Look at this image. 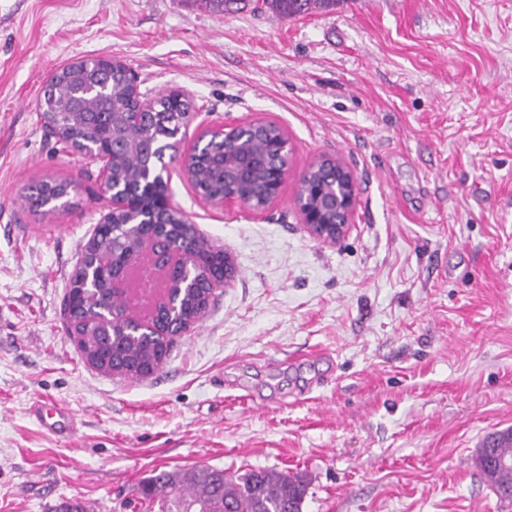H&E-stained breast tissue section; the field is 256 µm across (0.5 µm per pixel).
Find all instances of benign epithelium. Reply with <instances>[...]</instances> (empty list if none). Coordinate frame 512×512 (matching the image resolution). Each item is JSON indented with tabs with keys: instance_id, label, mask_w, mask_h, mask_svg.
I'll return each instance as SVG.
<instances>
[{
	"instance_id": "1",
	"label": "benign epithelium",
	"mask_w": 512,
	"mask_h": 512,
	"mask_svg": "<svg viewBox=\"0 0 512 512\" xmlns=\"http://www.w3.org/2000/svg\"><path fill=\"white\" fill-rule=\"evenodd\" d=\"M105 70L120 69L126 72L133 95L126 115L135 117L154 110L156 100L143 97L137 88L135 77L126 66L112 58H103ZM270 126L266 121H253L232 127H213L200 134L191 152L200 150L211 137L224 142V171L230 187L224 195L207 199V202L222 208H247L258 212L254 200L247 191L250 177L246 171L250 165V153L246 143L247 132L262 130ZM86 155L102 163L104 187H112V209L97 228L102 231L118 214L130 217V233L138 238L140 247L123 253L120 265L112 270V286L125 288V292L142 305L141 316L130 324L129 335L171 336L185 335L187 329L182 322V289H201L213 294L215 289L227 286L235 275L229 256L216 267H207L208 260L199 249L205 245L215 252L213 245L198 230L196 225L183 221L180 224H165L158 216L174 210L170 204L166 182L157 181L156 170H145L138 183L128 187L115 184L114 161L102 151H88ZM291 148L284 130L270 138L263 155L266 178L262 183L264 206H269L281 194L290 171ZM357 204V179L339 158H322L313 163L300 179L295 197V206L306 232L328 245L340 242L349 229ZM94 320L109 328L125 322L116 311L102 305L93 307ZM161 356L156 362L142 366L131 373L118 362H112V374L129 375L131 379L153 375L165 362Z\"/></svg>"
}]
</instances>
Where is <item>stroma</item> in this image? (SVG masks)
<instances>
[{
	"instance_id": "obj_1",
	"label": "stroma",
	"mask_w": 512,
	"mask_h": 512,
	"mask_svg": "<svg viewBox=\"0 0 512 512\" xmlns=\"http://www.w3.org/2000/svg\"><path fill=\"white\" fill-rule=\"evenodd\" d=\"M107 56L192 120L170 201L236 268L163 366L132 380L81 357L61 316L112 203L100 165L48 135L58 68ZM276 123L292 148L260 212L207 203L183 171L204 130ZM324 157L357 177L346 237L294 198ZM71 185L29 207L28 187ZM66 405L47 432L33 403ZM512 429V0H337L293 18L203 0H0V512H145L160 470L306 476L303 512H512L479 474Z\"/></svg>"
}]
</instances>
